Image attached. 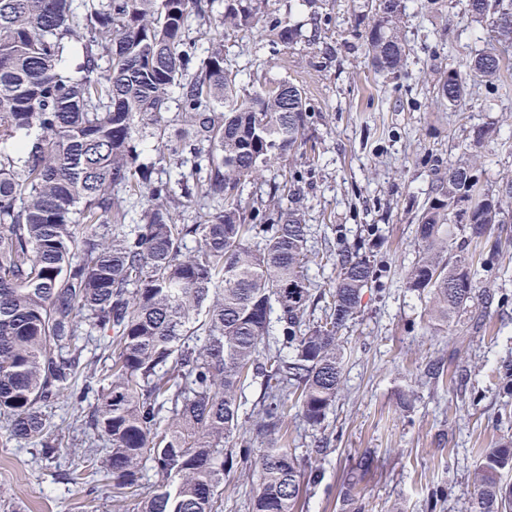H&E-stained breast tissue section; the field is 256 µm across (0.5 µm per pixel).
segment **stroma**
I'll return each mask as SVG.
<instances>
[{
    "instance_id": "stroma-1",
    "label": "stroma",
    "mask_w": 512,
    "mask_h": 512,
    "mask_svg": "<svg viewBox=\"0 0 512 512\" xmlns=\"http://www.w3.org/2000/svg\"><path fill=\"white\" fill-rule=\"evenodd\" d=\"M464 5L441 0L425 10L409 0L402 22L408 68L397 76L369 66L348 0H324L326 29L310 46L258 51L235 30L223 32L224 63L242 92L290 81L311 103L304 152L269 167L251 186L252 198L301 174L309 249L369 237L385 269L384 289L365 291L340 331L342 384L326 419L312 428L288 418L289 448L322 472L319 483L302 488L294 512H342V485L366 451L375 463L361 476L359 512H468L467 485L482 449L512 437V396L498 379L503 362L512 361V301L474 303L440 326L427 316L428 296L406 285L422 251L418 216L475 132L495 129L482 148L486 187L512 178V66L497 91L469 86L460 107L435 97L447 53L468 59L487 36L462 20ZM492 239L496 267L476 288L512 298V200ZM431 360L443 364L442 379L424 376ZM46 413L61 441L54 458L33 442L0 444V512H139V497L116 498L99 469L82 471L92 495L68 483L80 458L104 459L106 445L91 441L71 404L57 402ZM253 470L242 462L226 475L224 512H252Z\"/></svg>"
}]
</instances>
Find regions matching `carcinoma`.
Segmentation results:
<instances>
[{
  "label": "carcinoma",
  "mask_w": 512,
  "mask_h": 512,
  "mask_svg": "<svg viewBox=\"0 0 512 512\" xmlns=\"http://www.w3.org/2000/svg\"><path fill=\"white\" fill-rule=\"evenodd\" d=\"M264 2L0 0V144L12 147L0 151V436L35 440L52 458L46 408L94 396L84 425L110 445L112 487L136 495L146 470L158 477L140 512H223L224 474L250 458L252 512H293L300 482L321 473L280 432L294 408L310 427L325 420L341 388L338 332L384 273L366 241L338 242L325 256L336 283L316 290L302 181L274 186L260 206L244 196L307 144L308 97L288 81L240 93L223 44L202 56L190 31L230 25L293 47L301 29ZM389 2L353 6L369 63L387 76L409 56L404 0ZM463 17L489 36L464 66L448 50L437 97L454 107L469 83L495 84L512 55V0H466ZM148 136L157 159L146 162ZM490 137L477 132L468 157L448 164L418 218L407 284L432 295L434 321L466 310L476 276L494 267L479 239L502 222L512 180L483 185L478 148ZM184 200L197 206L193 224L177 217ZM451 224L468 226L473 251L449 240ZM94 332L108 338L99 369L81 366ZM258 378L253 437L240 439V392ZM259 438L267 446L254 455ZM373 464L359 457L349 504ZM469 498L471 512H512V440L483 449Z\"/></svg>",
  "instance_id": "cac0c4a2"
}]
</instances>
